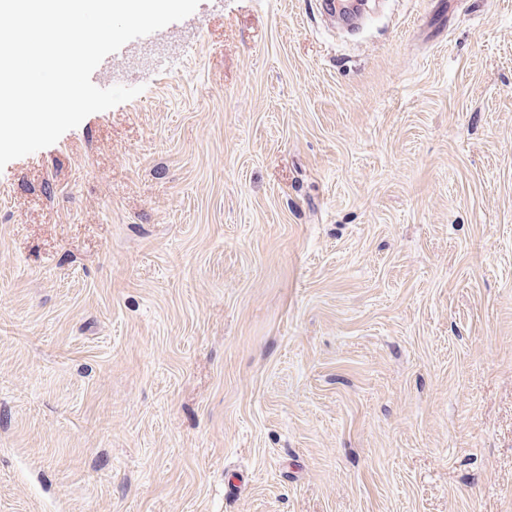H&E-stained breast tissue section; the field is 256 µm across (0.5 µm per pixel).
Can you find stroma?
<instances>
[{"instance_id":"stroma-1","label":"stroma","mask_w":512,"mask_h":512,"mask_svg":"<svg viewBox=\"0 0 512 512\" xmlns=\"http://www.w3.org/2000/svg\"><path fill=\"white\" fill-rule=\"evenodd\" d=\"M200 0L0 170V512H512V0Z\"/></svg>"}]
</instances>
